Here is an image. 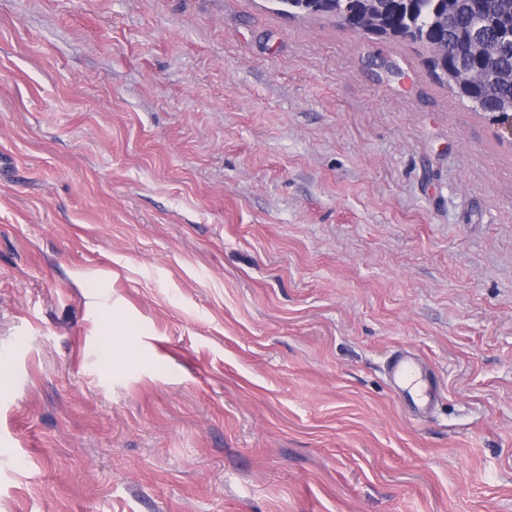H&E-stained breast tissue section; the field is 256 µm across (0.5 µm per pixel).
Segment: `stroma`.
<instances>
[{"instance_id": "stroma-1", "label": "stroma", "mask_w": 512, "mask_h": 512, "mask_svg": "<svg viewBox=\"0 0 512 512\" xmlns=\"http://www.w3.org/2000/svg\"><path fill=\"white\" fill-rule=\"evenodd\" d=\"M0 369V512H512V143L277 0H0ZM418 375L419 378L427 380L428 375L424 373L418 363H415L407 355H398L393 358L390 366V378L394 383L406 380L410 376Z\"/></svg>"}]
</instances>
